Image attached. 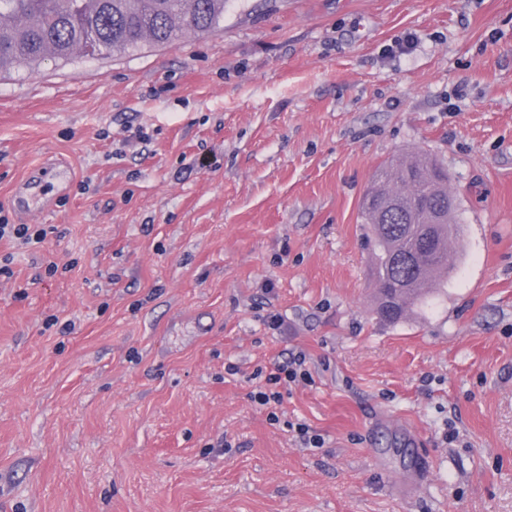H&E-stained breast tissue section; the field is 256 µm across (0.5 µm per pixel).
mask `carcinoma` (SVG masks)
I'll use <instances>...</instances> for the list:
<instances>
[{"mask_svg": "<svg viewBox=\"0 0 512 512\" xmlns=\"http://www.w3.org/2000/svg\"><path fill=\"white\" fill-rule=\"evenodd\" d=\"M227 0H0V74L35 69L46 57L110 56L173 46L224 20ZM447 171L424 154L381 166L360 212L374 242L372 276L382 320L395 323L445 286L455 263L448 244L463 235L448 200ZM431 240L417 246L418 226Z\"/></svg>", "mask_w": 512, "mask_h": 512, "instance_id": "cac0c4a2", "label": "carcinoma"}]
</instances>
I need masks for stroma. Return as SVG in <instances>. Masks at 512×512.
<instances>
[{
    "instance_id": "35a3bbf8",
    "label": "stroma",
    "mask_w": 512,
    "mask_h": 512,
    "mask_svg": "<svg viewBox=\"0 0 512 512\" xmlns=\"http://www.w3.org/2000/svg\"><path fill=\"white\" fill-rule=\"evenodd\" d=\"M417 152L464 237L390 325L360 203ZM0 215L55 228L0 240V512H512V0H230L0 75ZM306 357L303 353L292 354L288 358L275 362L272 371L266 377L265 390H259L251 398L260 406L273 408L281 402L282 394L276 388L281 384L295 382L298 379L307 380L308 372L305 369Z\"/></svg>"
}]
</instances>
